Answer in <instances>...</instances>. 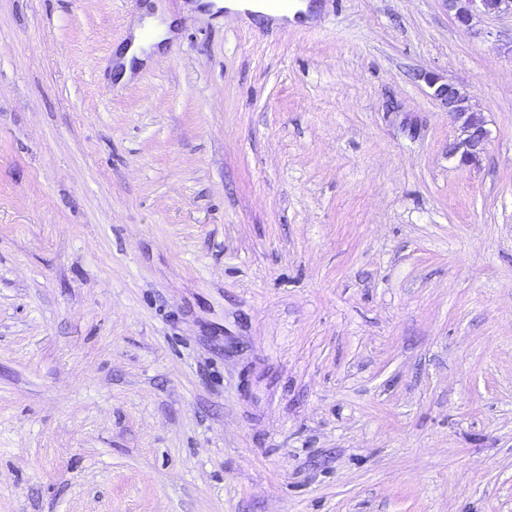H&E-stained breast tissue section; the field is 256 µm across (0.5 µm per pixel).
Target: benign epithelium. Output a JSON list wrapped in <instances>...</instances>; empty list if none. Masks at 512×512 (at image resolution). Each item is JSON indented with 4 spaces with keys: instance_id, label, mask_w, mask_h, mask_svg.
<instances>
[{
    "instance_id": "7a95c632",
    "label": "benign epithelium",
    "mask_w": 512,
    "mask_h": 512,
    "mask_svg": "<svg viewBox=\"0 0 512 512\" xmlns=\"http://www.w3.org/2000/svg\"><path fill=\"white\" fill-rule=\"evenodd\" d=\"M448 5L454 11V21L460 28L470 27L476 14L512 15V0H448ZM440 94L447 100L448 113L455 126V135L448 143V158L461 165L478 166L486 152L489 139L484 120L480 113L471 110L466 96L456 85H443Z\"/></svg>"
}]
</instances>
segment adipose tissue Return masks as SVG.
<instances>
[{"label":"adipose tissue","instance_id":"1","mask_svg":"<svg viewBox=\"0 0 512 512\" xmlns=\"http://www.w3.org/2000/svg\"><path fill=\"white\" fill-rule=\"evenodd\" d=\"M174 35L173 19L133 22L130 38L114 58V70L120 81H128L140 65L149 63L164 42Z\"/></svg>","mask_w":512,"mask_h":512}]
</instances>
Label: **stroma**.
<instances>
[{
    "label": "stroma",
    "instance_id": "1",
    "mask_svg": "<svg viewBox=\"0 0 512 512\" xmlns=\"http://www.w3.org/2000/svg\"><path fill=\"white\" fill-rule=\"evenodd\" d=\"M148 1L0 0V512H512V17ZM216 2H222V3H216L212 9L215 11L216 9L223 8L224 10H227L229 13H243L245 10H251L254 12H261V13H267V14H273L277 15L278 17H289L291 20H294L295 17L300 16L303 19L307 18V11H308V5L306 3H301L296 6H294L293 10L289 12H270L267 9L264 8V6L255 3V2H249L251 0H215ZM299 12L302 13V15L299 14ZM147 31L154 33L150 40L144 38ZM173 35L174 21L171 17H166L164 23H160L159 20L139 22L136 19L131 27L130 40L114 57L113 66L119 81H128L133 72L141 64L149 63L150 58L156 56L164 42L172 38ZM440 94L447 100L455 135L448 143V158L465 166H478L486 152L489 132L480 113L473 112L466 96L454 84H444Z\"/></svg>",
    "mask_w": 512,
    "mask_h": 512
}]
</instances>
